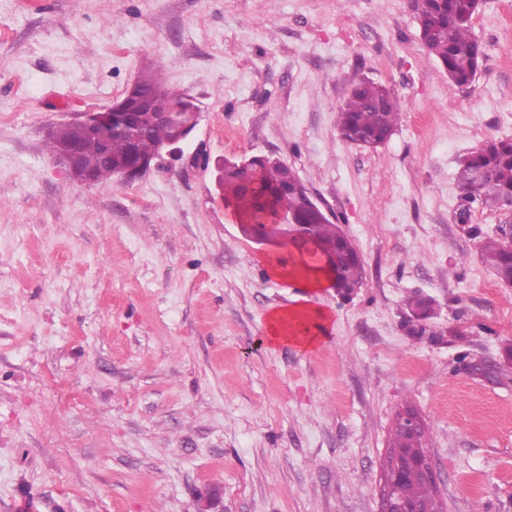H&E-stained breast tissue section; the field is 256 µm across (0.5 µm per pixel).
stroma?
<instances>
[{
  "mask_svg": "<svg viewBox=\"0 0 512 512\" xmlns=\"http://www.w3.org/2000/svg\"><path fill=\"white\" fill-rule=\"evenodd\" d=\"M472 33L486 58L461 88L411 0H0V512H199L216 486L222 512H378L406 406L446 512H512V288L478 250L512 217L455 179L512 138V0ZM157 67L202 108L182 158L73 181L49 128ZM361 79L400 112L375 150L338 131ZM257 155L359 250L350 297L273 275L201 164ZM413 293L435 302L420 340ZM315 308L318 350L262 343L271 310Z\"/></svg>",
  "mask_w": 512,
  "mask_h": 512,
  "instance_id": "stroma-1",
  "label": "stroma"
}]
</instances>
